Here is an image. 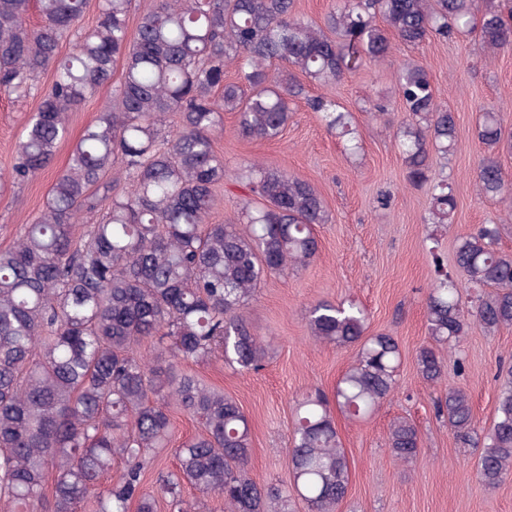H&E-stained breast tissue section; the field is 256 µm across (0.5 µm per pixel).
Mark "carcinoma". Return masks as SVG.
I'll list each match as a JSON object with an SVG mask.
<instances>
[{"label": "carcinoma", "mask_w": 512, "mask_h": 512, "mask_svg": "<svg viewBox=\"0 0 512 512\" xmlns=\"http://www.w3.org/2000/svg\"><path fill=\"white\" fill-rule=\"evenodd\" d=\"M30 0H0V92L25 98L40 75L53 77L20 140L15 183L38 176L68 132L69 112L122 68L112 101L88 125L69 165L55 179L42 216L0 249V504L6 512H157L156 496L183 512L182 483L202 497L224 498L230 512H292V494L308 512H338L351 467L330 404L353 418L372 415L395 391L401 352L394 337L365 335L367 317L353 303L319 302L309 329L318 341L353 347L333 400L316 389L297 400L288 466L293 493L248 475L250 421L237 400L184 369L220 356L256 371L268 344L251 333L246 312L265 277L306 266L318 251L315 227L331 222L309 182L259 164L238 173L248 193L230 224H208L224 161L214 150L224 113L239 134L274 139L288 124L302 76L338 83L384 60L398 41L477 32L487 57L512 49V26L495 0H336L321 21L295 12V0H154L135 32L133 0H99L93 28H80L87 0H37L41 22L27 23ZM74 51L60 56L66 40ZM236 65L243 84L224 81ZM284 65L279 74L272 67ZM396 90L407 118L395 132L407 181L430 182L431 153H454V112L437 97L425 68L403 65ZM327 126L360 149L350 114L323 97L311 100ZM179 114L177 128L166 115ZM476 138L485 151L479 194L509 201L512 183L497 160L512 148L500 112L481 113ZM109 173L124 175L117 189ZM108 200L97 223L76 231L78 216ZM452 183L430 187L425 222L450 224ZM500 226L483 224L457 238L461 291L445 274L426 302L429 343L416 355L419 374L441 381L444 358L463 368L456 349L471 323L495 333L512 327V254L496 248ZM153 343L147 361L139 347ZM495 418L475 427L466 393L450 388L434 402L459 443L478 449L477 476L496 488L512 476V366L498 373ZM198 420L201 433L176 448L177 471L145 488L155 449L171 438L170 402ZM387 447L399 462L421 453L416 427L389 426ZM118 477L102 485L114 462ZM53 477L51 495L45 484Z\"/></svg>", "instance_id": "carcinoma-1"}]
</instances>
